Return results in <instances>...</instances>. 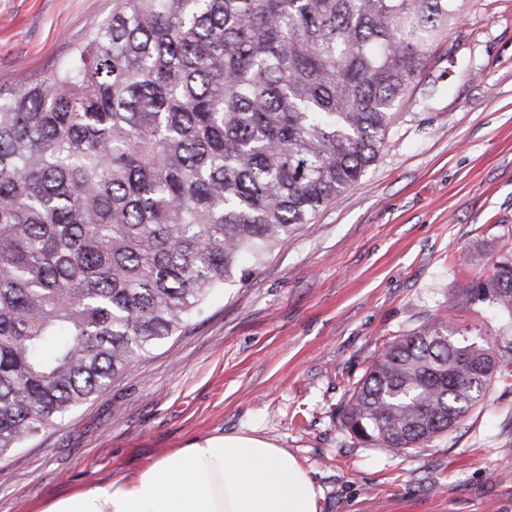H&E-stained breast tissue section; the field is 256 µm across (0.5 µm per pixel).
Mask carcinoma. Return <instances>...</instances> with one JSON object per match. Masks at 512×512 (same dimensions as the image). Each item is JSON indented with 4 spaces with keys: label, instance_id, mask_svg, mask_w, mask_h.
<instances>
[{
    "label": "carcinoma",
    "instance_id": "1",
    "mask_svg": "<svg viewBox=\"0 0 512 512\" xmlns=\"http://www.w3.org/2000/svg\"><path fill=\"white\" fill-rule=\"evenodd\" d=\"M464 0H119L74 60L0 93V461L183 331L378 158ZM387 341L342 427L415 451L512 368V250ZM450 313L464 336L473 340L478 339L477 334L483 337L495 334L500 324L499 312L486 305L477 309H458ZM464 328H467L468 332H465Z\"/></svg>",
    "mask_w": 512,
    "mask_h": 512
}]
</instances>
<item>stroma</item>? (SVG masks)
<instances>
[{
	"instance_id": "1",
	"label": "stroma",
	"mask_w": 512,
	"mask_h": 512,
	"mask_svg": "<svg viewBox=\"0 0 512 512\" xmlns=\"http://www.w3.org/2000/svg\"><path fill=\"white\" fill-rule=\"evenodd\" d=\"M116 0H0V89L66 66ZM377 161L248 281L58 428L0 461V512H33L213 434L293 454L318 512H512V376L448 436L363 447L338 409L385 343L452 315L468 338L497 310H449L512 248V0H465L430 46ZM478 253L470 265L459 250Z\"/></svg>"
}]
</instances>
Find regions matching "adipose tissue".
<instances>
[{
	"mask_svg": "<svg viewBox=\"0 0 512 512\" xmlns=\"http://www.w3.org/2000/svg\"><path fill=\"white\" fill-rule=\"evenodd\" d=\"M318 493L296 457L255 435L196 440L39 512H317Z\"/></svg>",
	"mask_w": 512,
	"mask_h": 512,
	"instance_id": "1",
	"label": "adipose tissue"
}]
</instances>
